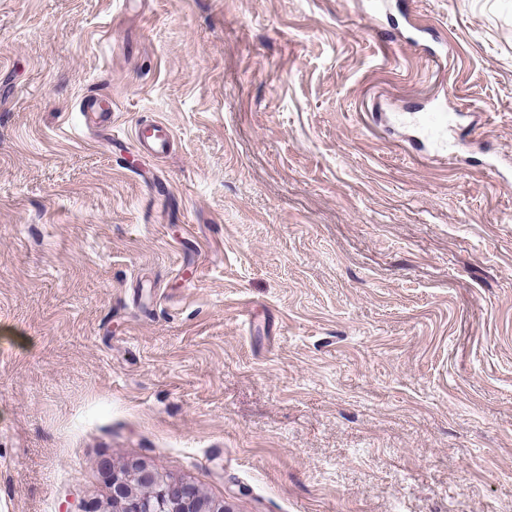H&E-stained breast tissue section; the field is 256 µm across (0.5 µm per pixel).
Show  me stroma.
I'll return each mask as SVG.
<instances>
[{
	"mask_svg": "<svg viewBox=\"0 0 512 512\" xmlns=\"http://www.w3.org/2000/svg\"><path fill=\"white\" fill-rule=\"evenodd\" d=\"M381 2L0 0V512H512V0ZM82 114L86 122L101 131L112 128V110L103 101L96 97H87L84 100ZM175 136L172 129L163 121L150 119L139 124L135 131V147L138 153L160 156L173 147ZM97 468L117 512H229L222 499L207 498L186 479H174L140 460L115 466L101 458ZM134 478L137 484L132 483ZM149 492L142 493L141 487Z\"/></svg>",
	"mask_w": 512,
	"mask_h": 512,
	"instance_id": "obj_1",
	"label": "stroma"
}]
</instances>
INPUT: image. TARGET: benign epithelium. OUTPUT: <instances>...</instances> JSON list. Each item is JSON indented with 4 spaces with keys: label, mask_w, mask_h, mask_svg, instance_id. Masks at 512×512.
I'll list each match as a JSON object with an SVG mask.
<instances>
[{
    "label": "benign epithelium",
    "mask_w": 512,
    "mask_h": 512,
    "mask_svg": "<svg viewBox=\"0 0 512 512\" xmlns=\"http://www.w3.org/2000/svg\"><path fill=\"white\" fill-rule=\"evenodd\" d=\"M115 512H229L222 499H205L197 486L174 479L140 460L115 466L106 458L97 462Z\"/></svg>",
    "instance_id": "benign-epithelium-1"
}]
</instances>
